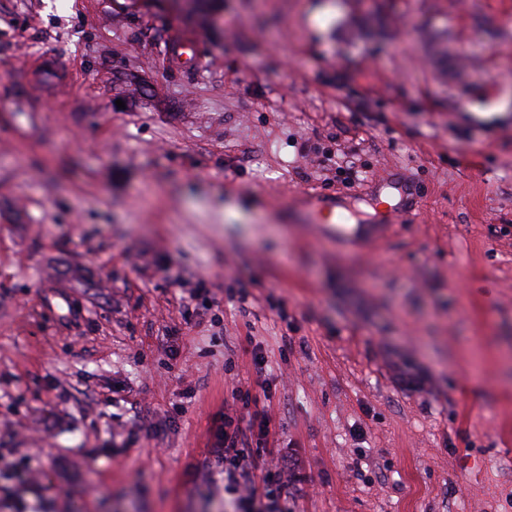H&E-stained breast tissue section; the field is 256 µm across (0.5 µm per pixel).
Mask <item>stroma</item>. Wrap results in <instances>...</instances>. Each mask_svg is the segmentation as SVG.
Returning <instances> with one entry per match:
<instances>
[{
	"label": "stroma",
	"mask_w": 512,
	"mask_h": 512,
	"mask_svg": "<svg viewBox=\"0 0 512 512\" xmlns=\"http://www.w3.org/2000/svg\"><path fill=\"white\" fill-rule=\"evenodd\" d=\"M203 2L0 0V512H512V0ZM336 207L345 210L342 205L336 206V201H323L306 194L296 197L288 209V220L294 224H333L330 234L336 241L348 246L347 235L344 233L346 215L343 211L336 213ZM337 216V222L334 221ZM244 420L237 413L224 415V434L219 440L224 448H217L224 451V494L236 496L245 506L242 512H287L279 503L288 486L287 471L280 461L256 474L255 460L238 447Z\"/></svg>",
	"instance_id": "1"
}]
</instances>
